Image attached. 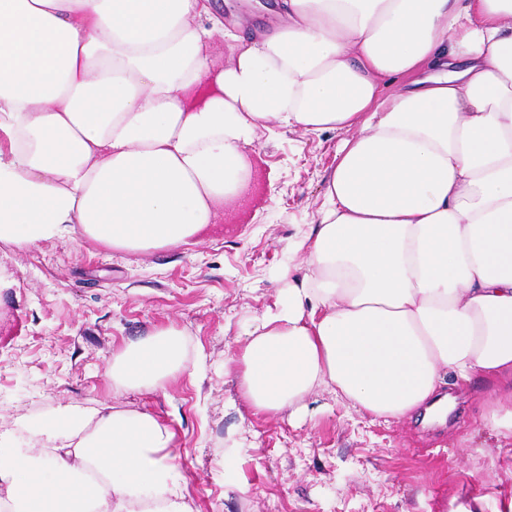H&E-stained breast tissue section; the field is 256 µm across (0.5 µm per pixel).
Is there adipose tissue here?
Masks as SVG:
<instances>
[{"mask_svg": "<svg viewBox=\"0 0 512 512\" xmlns=\"http://www.w3.org/2000/svg\"><path fill=\"white\" fill-rule=\"evenodd\" d=\"M276 7L257 41L210 0H0V243L188 245L245 195L259 128L355 129L288 245L306 274L282 271L225 375L268 416L327 389L388 421L477 377L484 427L512 430V0ZM188 358L160 328L112 379L153 390ZM31 436L0 441V512H189L149 413L62 407Z\"/></svg>", "mask_w": 512, "mask_h": 512, "instance_id": "1", "label": "adipose tissue"}]
</instances>
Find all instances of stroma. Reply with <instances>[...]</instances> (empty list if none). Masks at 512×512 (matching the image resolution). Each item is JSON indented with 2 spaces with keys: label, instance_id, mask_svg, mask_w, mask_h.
I'll return each instance as SVG.
<instances>
[{
  "label": "stroma",
  "instance_id": "stroma-1",
  "mask_svg": "<svg viewBox=\"0 0 512 512\" xmlns=\"http://www.w3.org/2000/svg\"><path fill=\"white\" fill-rule=\"evenodd\" d=\"M224 24L264 33V0H218ZM340 133H257L254 185L199 242L125 254L80 237L0 244L14 285L0 304V434L62 406L143 411L176 434L175 478L193 512H512V432L482 427L472 381L445 422L384 421L319 390L299 419L242 403L224 363L272 306L288 242L324 203ZM182 331L199 371L153 391L117 386L112 362L160 327Z\"/></svg>",
  "mask_w": 512,
  "mask_h": 512
}]
</instances>
